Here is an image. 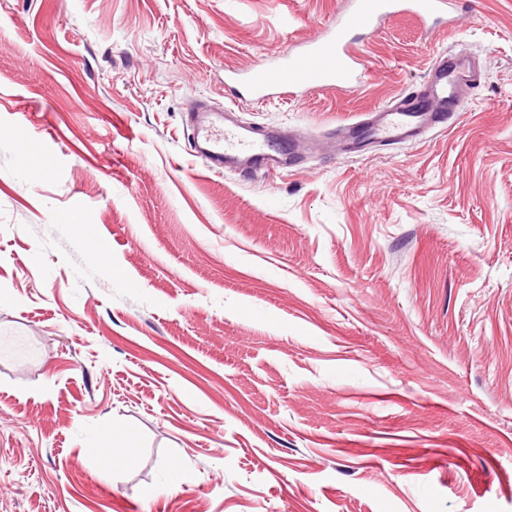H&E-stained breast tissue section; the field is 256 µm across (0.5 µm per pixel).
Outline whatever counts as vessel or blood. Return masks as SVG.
<instances>
[{
    "label": "vessel or blood",
    "mask_w": 512,
    "mask_h": 512,
    "mask_svg": "<svg viewBox=\"0 0 512 512\" xmlns=\"http://www.w3.org/2000/svg\"><path fill=\"white\" fill-rule=\"evenodd\" d=\"M456 8L457 0H350L347 12L320 34L300 47L284 50L272 65L252 68L239 78L225 77L224 85L232 96L246 90L259 99L354 88L368 73L356 52L361 37L372 36L397 13H411L433 25ZM479 83V66L470 56L442 55L420 85L336 129L330 151L348 156L369 145L419 140L430 130L447 126L461 111L466 91ZM185 124L197 154L216 172L265 175L291 168L313 149L305 138L235 123L201 100L189 104Z\"/></svg>",
    "instance_id": "1"
}]
</instances>
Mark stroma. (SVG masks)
<instances>
[{"instance_id": "stroma-1", "label": "stroma", "mask_w": 512, "mask_h": 512, "mask_svg": "<svg viewBox=\"0 0 512 512\" xmlns=\"http://www.w3.org/2000/svg\"><path fill=\"white\" fill-rule=\"evenodd\" d=\"M345 7L0 0V512H512V0L235 109L321 139L463 50L445 130L254 178L191 151L193 99ZM132 438L133 432L129 428L112 427L110 438L101 446L95 448L106 470L114 468L115 465L120 463L124 449L128 448L127 445L131 442ZM110 460L111 463L107 464L106 461Z\"/></svg>"}]
</instances>
